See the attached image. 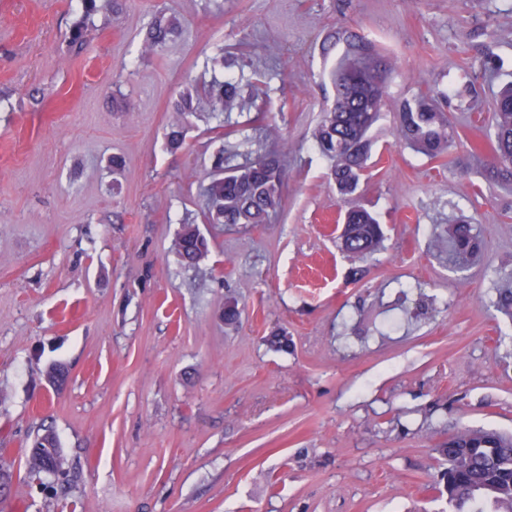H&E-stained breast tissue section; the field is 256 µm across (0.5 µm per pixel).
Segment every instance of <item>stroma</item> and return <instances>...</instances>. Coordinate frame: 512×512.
<instances>
[{"label":"stroma","mask_w":512,"mask_h":512,"mask_svg":"<svg viewBox=\"0 0 512 512\" xmlns=\"http://www.w3.org/2000/svg\"><path fill=\"white\" fill-rule=\"evenodd\" d=\"M165 8L181 31L142 54ZM339 31L395 62L355 195L384 231L367 257L339 247L348 202L311 136ZM218 56L217 77L264 72L265 116L200 107L171 149L182 85ZM510 82L512 0H128L90 16L0 0V512H443L434 447L512 433V318L495 307L512 290V184L466 148L483 137L470 106L490 118ZM428 88L464 142L444 166L396 136L399 104ZM283 143L275 220L199 221L217 154ZM461 217L482 243L462 274L433 245ZM189 218L209 244L195 266L175 248ZM47 431L63 471L35 478L25 451Z\"/></svg>","instance_id":"35a3bbf8"}]
</instances>
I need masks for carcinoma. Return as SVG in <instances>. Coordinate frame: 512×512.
Returning <instances> with one entry per match:
<instances>
[{
	"mask_svg": "<svg viewBox=\"0 0 512 512\" xmlns=\"http://www.w3.org/2000/svg\"><path fill=\"white\" fill-rule=\"evenodd\" d=\"M179 29V18L160 11L149 24L143 52H155ZM391 64L386 55L361 39L347 41L344 54L332 72L336 97L323 110L313 138L330 166L328 177L337 192L348 197L360 182L370 158L373 131L387 105V79ZM437 94L420 92L399 106L398 138L431 158H443L452 146L448 116L436 103ZM207 102L210 111L230 114L251 107L240 82L213 78L202 86L189 83L180 91L174 111L180 115ZM491 126L492 155L486 161L490 177L512 182V85L495 98ZM284 147L264 152L242 165H224V154L213 162L205 187L204 219L210 224H267L282 206L288 182L283 164ZM341 249L366 256L383 241L378 220L365 207L350 203L343 216ZM479 250L474 226L459 221L448 227V252L453 268H469ZM208 242L199 229L185 225L178 238V253L189 265L207 255ZM434 452L446 467L437 484L447 495L448 512H512V435L496 429L461 430L448 436Z\"/></svg>",
	"mask_w": 512,
	"mask_h": 512,
	"instance_id": "1",
	"label": "carcinoma"
}]
</instances>
